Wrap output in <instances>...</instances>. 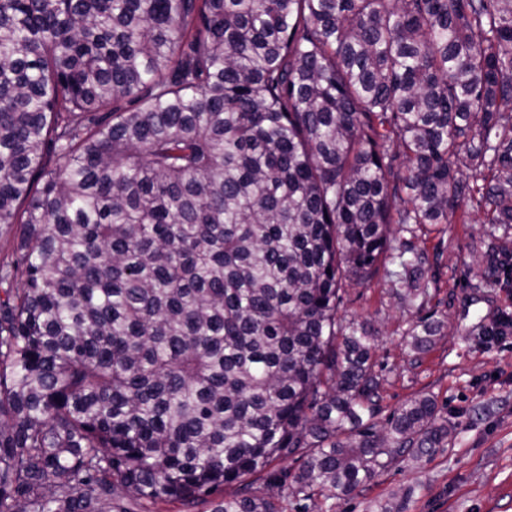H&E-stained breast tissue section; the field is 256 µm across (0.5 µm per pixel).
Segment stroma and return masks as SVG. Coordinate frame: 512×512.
I'll list each match as a JSON object with an SVG mask.
<instances>
[{"instance_id": "stroma-1", "label": "stroma", "mask_w": 512, "mask_h": 512, "mask_svg": "<svg viewBox=\"0 0 512 512\" xmlns=\"http://www.w3.org/2000/svg\"><path fill=\"white\" fill-rule=\"evenodd\" d=\"M431 277L423 306L398 298L404 282L378 275L349 288L340 314L375 332L379 422L410 399L433 396L453 428L447 444L423 461L404 457L343 499L318 500V512H512V335L490 342L481 323L512 314V277L487 283L480 270L487 240L479 222L420 237ZM447 321L448 333L426 353L407 334L422 317Z\"/></svg>"}]
</instances>
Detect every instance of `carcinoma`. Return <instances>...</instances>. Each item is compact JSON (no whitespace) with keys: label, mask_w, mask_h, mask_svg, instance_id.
Returning <instances> with one entry per match:
<instances>
[{"label":"carcinoma","mask_w":512,"mask_h":512,"mask_svg":"<svg viewBox=\"0 0 512 512\" xmlns=\"http://www.w3.org/2000/svg\"><path fill=\"white\" fill-rule=\"evenodd\" d=\"M475 212L512 275V0H0V512H309L448 442L339 310Z\"/></svg>","instance_id":"cac0c4a2"}]
</instances>
